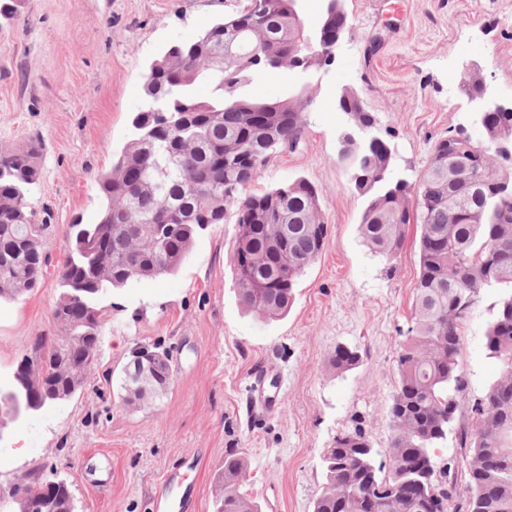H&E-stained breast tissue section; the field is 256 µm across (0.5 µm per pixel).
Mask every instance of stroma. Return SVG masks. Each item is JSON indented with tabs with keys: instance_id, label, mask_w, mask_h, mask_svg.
I'll return each instance as SVG.
<instances>
[{
	"instance_id": "1",
	"label": "stroma",
	"mask_w": 512,
	"mask_h": 512,
	"mask_svg": "<svg viewBox=\"0 0 512 512\" xmlns=\"http://www.w3.org/2000/svg\"><path fill=\"white\" fill-rule=\"evenodd\" d=\"M244 0H25L0 23V145L41 141V177L28 201L48 227L50 264L64 254L68 224L97 221L96 176L109 170L143 106L148 62ZM352 31L334 61L312 74H258L255 98L311 85L297 150H275L258 179L312 183L328 225L323 251L301 278L293 305L269 320L239 303L235 227L201 232L173 276L135 282L103 301L108 326L85 389L0 427V491L56 469L77 512H214L224 458L245 457L242 489L262 512H312L321 457L361 425L386 452L396 357L413 323L419 271L416 225H406L394 273L363 244L365 199L338 159L345 123L339 92H362L377 132L394 147V178L418 179L434 143L462 132L481 140L462 91L463 65L483 69L490 95L512 103V0H345ZM55 272L33 292L0 303V379L9 380L35 336L54 331ZM497 293L462 328L467 378L458 425L499 375L485 349ZM160 345L175 368L168 394L130 409L120 375L132 350ZM362 364L330 365L336 345Z\"/></svg>"
}]
</instances>
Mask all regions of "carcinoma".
Instances as JSON below:
<instances>
[{"label": "carcinoma", "mask_w": 512, "mask_h": 512, "mask_svg": "<svg viewBox=\"0 0 512 512\" xmlns=\"http://www.w3.org/2000/svg\"><path fill=\"white\" fill-rule=\"evenodd\" d=\"M293 0H252L219 18L170 55L151 61L146 106L132 118V138L112 168L96 176L102 198L95 224H71L53 307L57 330L38 336L17 365L19 379L0 388V417L16 418L65 401L83 390L107 326L102 300L131 283L172 275L195 236L213 224L235 225L233 266L243 307L268 319L284 316L305 271L321 254L328 233L317 189L305 179L252 191L268 155L297 145L312 93L299 88L284 100L243 92L252 77L283 62V70H317L303 56L294 31ZM206 82L211 99L195 87ZM337 109L353 128L375 126L359 92L346 88ZM483 139L464 134L438 140L419 179L394 180L395 154L373 141L341 137L338 159L365 197L360 235L396 268L403 228L420 225L419 273L413 324L399 345L397 387L390 409L389 464L376 462L360 425L336 436L322 457L323 483L312 512H512V110L480 121ZM42 145H0V299L19 300L47 273V225L35 221L28 197L40 180ZM168 213L181 231L163 237L156 227ZM499 294L486 331V349L501 375L471 409L472 426L456 433L466 449V494L436 480L433 449L441 447L461 409L466 378L460 370L461 327L489 291ZM145 359L164 397L175 373L167 351ZM362 363L338 345L330 364L338 373ZM247 460L224 458L216 512H262L241 491ZM11 508L33 503L39 512H69L75 504L64 479L29 474L7 492Z\"/></svg>", "instance_id": "obj_1"}]
</instances>
